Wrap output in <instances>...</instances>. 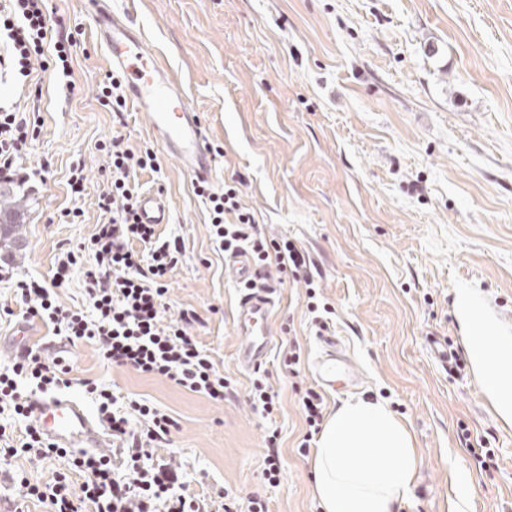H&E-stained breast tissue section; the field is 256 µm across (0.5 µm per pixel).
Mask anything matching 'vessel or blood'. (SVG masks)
Segmentation results:
<instances>
[{"label": "vessel or blood", "instance_id": "vessel-or-blood-1", "mask_svg": "<svg viewBox=\"0 0 512 512\" xmlns=\"http://www.w3.org/2000/svg\"><path fill=\"white\" fill-rule=\"evenodd\" d=\"M100 44L113 70L123 74L125 94L142 115L152 136L182 171L196 182H213L216 159L204 133L200 117L189 105L182 84L173 79L161 59L146 45L140 29L112 0H85ZM145 224H166L170 213L162 195L148 192L138 202ZM274 300L270 290L241 295L236 311L238 364L254 369L268 360L273 347L271 321ZM478 345L488 373L512 364V350L503 346L490 329L476 325ZM325 351L312 365L315 380L326 390L345 392L361 379L352 359L340 349L335 337H324ZM30 412L43 435L55 446L76 454L111 452L115 443L103 422L91 416L76 399L66 394L37 395Z\"/></svg>", "mask_w": 512, "mask_h": 512}]
</instances>
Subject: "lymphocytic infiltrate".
<instances>
[{
    "instance_id": "f902f5d3",
    "label": "lymphocytic infiltrate",
    "mask_w": 512,
    "mask_h": 512,
    "mask_svg": "<svg viewBox=\"0 0 512 512\" xmlns=\"http://www.w3.org/2000/svg\"><path fill=\"white\" fill-rule=\"evenodd\" d=\"M80 30L64 17H51L47 0H0V63L18 79L34 71L55 70L70 74L71 50ZM39 106L0 105V183L25 187L48 162L31 168L24 156L36 140ZM110 181L98 197L103 216L88 240L58 257L51 281L15 275L0 269V282L14 285V298L24 317L37 319L54 334L76 344L94 345L101 362L173 381L181 388L223 401L231 382L217 368L211 355L189 332L188 313L179 321L163 318L169 292L167 279L184 254L181 239L161 238L151 224L138 216L135 176L156 166L151 149L131 151L122 136H113L105 148ZM209 208V226L218 250L233 254L247 251L256 267L254 288L283 285L284 274L307 277V263L291 241L264 238L253 215L243 210L239 192L223 194L208 186H193ZM86 269L85 296L90 305L83 311L62 305L52 288L70 278L82 259ZM67 365L46 361L39 351L18 354L11 367L0 370V415L24 420L22 429L0 424V459L55 458L61 467L46 481L19 476L15 487L19 503L36 501L49 512H268L258 498L240 503L231 491L219 497L190 492L180 464L158 459L157 449L173 442L174 419L147 400L117 396L111 388L92 379L81 385L93 399L97 415L119 441V459L106 455L75 456L49 443L31 421L28 398L20 383L34 392L53 394L70 387ZM81 485H74V477Z\"/></svg>"
}]
</instances>
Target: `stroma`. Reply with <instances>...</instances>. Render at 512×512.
Returning <instances> with one entry per match:
<instances>
[{
	"label": "stroma",
	"instance_id": "stroma-1",
	"mask_svg": "<svg viewBox=\"0 0 512 512\" xmlns=\"http://www.w3.org/2000/svg\"><path fill=\"white\" fill-rule=\"evenodd\" d=\"M148 47L187 89L210 147L220 148L215 189L237 186L243 208L270 239L288 238L310 260L316 321L307 286L276 289L275 345L265 365L280 408L265 416L249 401V371L236 362L240 293L209 236L206 206L178 162L158 146L136 110L125 125L98 100L110 67L81 0H50L82 32L67 90L41 74L42 125L26 162L51 167L39 193L25 194L24 240L0 239L17 274L50 279L58 255L87 239L102 217L106 186L98 146L118 133L134 150L153 149L158 171L140 191L161 193L184 257L168 279L171 308L192 310L191 333L229 377L235 394L216 402L174 382L101 363L94 345H73L68 395L91 406L79 385L92 378L146 399L176 422L173 457L191 492L230 488L260 496L269 512H320L313 454L297 448L305 424L299 389L315 387L313 360L333 335L357 364L354 394L323 391L325 416L356 395L387 403L417 456L399 512H512V421L482 396L457 313L469 290L512 337V0H115ZM85 164V191L67 179ZM80 207L81 223L63 209ZM460 356L445 366L436 341ZM300 347L298 375L282 358ZM281 433L282 478L264 481V440ZM54 459L0 461V501L13 503L8 475L49 479ZM473 494L463 509L454 473Z\"/></svg>",
	"mask_w": 512,
	"mask_h": 512
}]
</instances>
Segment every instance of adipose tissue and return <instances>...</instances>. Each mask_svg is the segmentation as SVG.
<instances>
[{"label": "adipose tissue", "instance_id": "ef3b65f1", "mask_svg": "<svg viewBox=\"0 0 512 512\" xmlns=\"http://www.w3.org/2000/svg\"><path fill=\"white\" fill-rule=\"evenodd\" d=\"M416 464L410 434L387 405L345 402L325 424L313 461L321 512H393Z\"/></svg>", "mask_w": 512, "mask_h": 512}]
</instances>
